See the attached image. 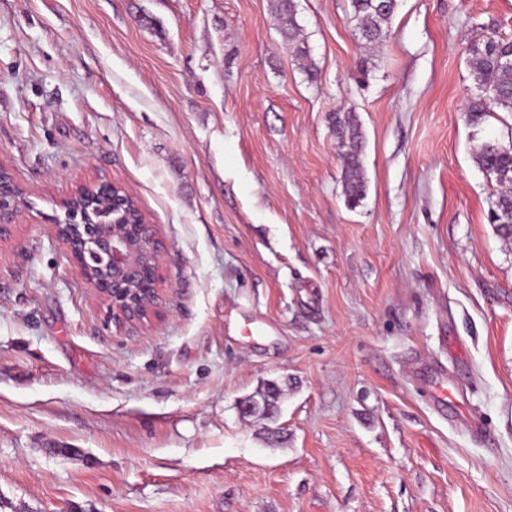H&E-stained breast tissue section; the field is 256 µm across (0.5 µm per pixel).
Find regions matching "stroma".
I'll list each match as a JSON object with an SVG mask.
<instances>
[{"instance_id":"1","label":"stroma","mask_w":512,"mask_h":512,"mask_svg":"<svg viewBox=\"0 0 512 512\" xmlns=\"http://www.w3.org/2000/svg\"><path fill=\"white\" fill-rule=\"evenodd\" d=\"M294 3L295 47L278 0H0V164L31 202L0 244V512H512V243L475 159L512 112L464 117L512 0H396L377 48L349 0ZM100 175L166 244L131 337L49 232ZM267 381L265 430L238 403ZM330 124L341 149L345 176V196L350 207H357L365 195V181L362 173V135L350 113L342 111L330 117ZM415 379L428 390L438 411L442 414L451 409L453 416L457 415L459 402L454 393L448 389L447 381L444 379L441 370H432L424 366H416L413 369ZM459 415L463 417L470 433L480 437L484 433L483 425L480 419L474 415H466L459 409Z\"/></svg>"}]
</instances>
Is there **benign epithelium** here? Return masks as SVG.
Masks as SVG:
<instances>
[{"instance_id": "1", "label": "benign epithelium", "mask_w": 512, "mask_h": 512, "mask_svg": "<svg viewBox=\"0 0 512 512\" xmlns=\"http://www.w3.org/2000/svg\"><path fill=\"white\" fill-rule=\"evenodd\" d=\"M17 187L10 171L0 164L1 243L11 239L28 211ZM86 188L112 194V223L86 224L80 210L66 206ZM60 209L64 217L53 220L52 233L107 305L108 321L115 329L131 332L159 316L164 243L157 225L145 218L126 188L99 176L78 185L60 202Z\"/></svg>"}]
</instances>
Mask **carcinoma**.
Returning <instances> with one entry per match:
<instances>
[{
	"label": "carcinoma",
	"instance_id": "obj_1",
	"mask_svg": "<svg viewBox=\"0 0 512 512\" xmlns=\"http://www.w3.org/2000/svg\"><path fill=\"white\" fill-rule=\"evenodd\" d=\"M396 0H387L382 11L376 9V0H351V21L355 34L371 46L379 45L387 37L388 23L393 15ZM278 19L288 42L296 41L297 23L293 0H278ZM469 63L481 88V94L471 100L465 108L466 120L477 126L484 115L497 107L512 112V67L504 60L512 59V39L505 40L495 31L488 32L483 40L472 44ZM330 124L341 149L345 176L346 202L357 207L365 195L362 173V135L352 116L336 112ZM480 167L499 187L496 200L490 211L492 224L498 235L512 241V148L484 143L477 154Z\"/></svg>",
	"mask_w": 512,
	"mask_h": 512
}]
</instances>
